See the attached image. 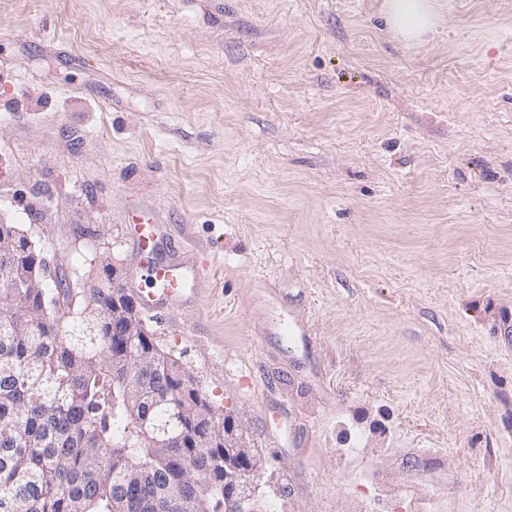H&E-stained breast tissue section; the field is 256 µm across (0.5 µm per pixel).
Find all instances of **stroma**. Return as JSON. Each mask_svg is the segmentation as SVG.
Here are the masks:
<instances>
[{
    "label": "stroma",
    "instance_id": "35a3bbf8",
    "mask_svg": "<svg viewBox=\"0 0 512 512\" xmlns=\"http://www.w3.org/2000/svg\"><path fill=\"white\" fill-rule=\"evenodd\" d=\"M383 3L0 0V221L131 289L170 225L263 512H512V0ZM434 0H385L384 16L389 28L410 41L434 32L438 17Z\"/></svg>",
    "mask_w": 512,
    "mask_h": 512
}]
</instances>
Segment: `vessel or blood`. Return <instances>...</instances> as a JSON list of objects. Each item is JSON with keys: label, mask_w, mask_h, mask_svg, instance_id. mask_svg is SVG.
Wrapping results in <instances>:
<instances>
[{"label": "vessel or blood", "mask_w": 512, "mask_h": 512, "mask_svg": "<svg viewBox=\"0 0 512 512\" xmlns=\"http://www.w3.org/2000/svg\"><path fill=\"white\" fill-rule=\"evenodd\" d=\"M168 235L163 224H138L132 239L140 255L138 272L148 282V290H137L135 297L141 307L150 312L161 311L164 305L180 302L186 294L188 280L196 279L194 263L181 258L167 261L159 256V248Z\"/></svg>", "instance_id": "vessel-or-blood-1"}]
</instances>
